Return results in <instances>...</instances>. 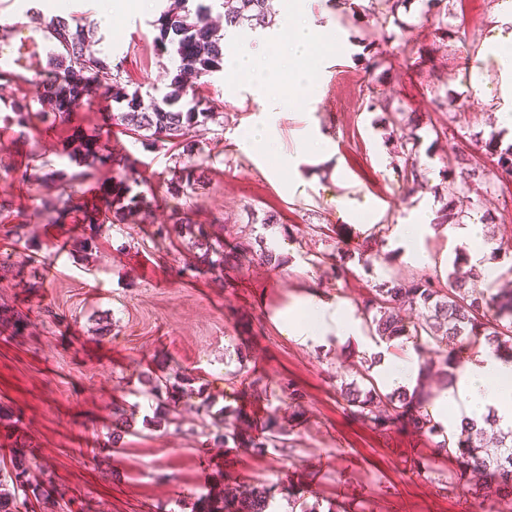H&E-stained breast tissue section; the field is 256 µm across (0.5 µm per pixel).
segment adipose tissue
Here are the masks:
<instances>
[{"instance_id":"adipose-tissue-1","label":"adipose tissue","mask_w":512,"mask_h":512,"mask_svg":"<svg viewBox=\"0 0 512 512\" xmlns=\"http://www.w3.org/2000/svg\"><path fill=\"white\" fill-rule=\"evenodd\" d=\"M282 31L288 32L283 59L269 55L266 49L243 47L230 55L225 69L232 75L248 76L254 86L260 110L251 122L244 125L236 139L239 150L257 155L273 154L279 166L287 170L289 192L300 189L307 167L332 160L335 155L333 141L323 132L314 113L302 112L298 118L299 142L294 149L281 147L282 122L286 117L283 101L276 95L281 76H288L290 83L312 90L311 71L303 64L324 45L336 44L339 32L331 22H321L307 7V0H291L287 13L280 20ZM491 63L500 75L496 90L499 101L498 120L512 129V9L495 22L491 34L485 39L483 51L470 64L473 75L471 90L481 98L487 87L479 77L484 64ZM433 227L425 216L392 225L389 243L401 254L420 263L425 259L422 242ZM276 322L303 344L328 346L353 342L374 357L372 367L377 381L384 384L414 387L421 376V361L412 346L396 351L388 344L375 341L364 334L360 318L353 308L336 296L325 293L317 284L304 287L290 306L275 314ZM460 365L451 388L441 390L426 403V411L440 424L460 428L464 422H481L484 415L493 413L502 424L512 425V362L503 361L484 347L459 353ZM463 404V412L449 417L448 408Z\"/></svg>"}]
</instances>
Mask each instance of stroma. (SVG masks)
Masks as SVG:
<instances>
[{
    "instance_id": "35a3bbf8",
    "label": "stroma",
    "mask_w": 512,
    "mask_h": 512,
    "mask_svg": "<svg viewBox=\"0 0 512 512\" xmlns=\"http://www.w3.org/2000/svg\"><path fill=\"white\" fill-rule=\"evenodd\" d=\"M33 2L0 0V67L25 74L32 98L42 92L56 52L32 20ZM59 2L61 17L91 33L97 56L121 65L129 89L144 97L167 92L176 61L154 48L159 11L132 10L108 19L90 9L89 0ZM367 2L313 0L310 6L342 33L335 50L307 60L318 79L304 104L333 140L339 178L317 166L303 192L289 194L287 174H271L274 159L260 163L233 146L232 134L257 110L248 80L232 81L221 72L200 80L198 94L214 103L217 115L188 135L211 156L209 181L193 200L192 217L208 225L216 216H230L224 239L252 251L263 242L274 244L282 260L278 267L254 263L222 281L206 273L187 243H157L154 225L166 223L179 205L165 187L177 149L135 142L109 122L108 114L121 109L111 94L75 109L76 122L89 133L131 153L157 204L152 223L116 224L92 241L76 219L31 225L27 259L0 279V299L36 317L18 332L0 326V448L24 449L51 466L73 497L72 512H172L179 501L194 505L195 512H213L214 492L272 483L275 500L287 502L295 489L323 510L337 503L349 512H491L470 495L449 498L439 491L454 464L435 455L432 442L396 428L371 430L345 411L336 368L358 352L357 344L305 346L272 320L308 282L352 304L375 284L416 271L396 251L389 265H359L362 226L341 215L338 196L370 197L384 243L390 226L412 211L436 215L439 171L456 156H471L489 169L496 164L477 143L498 130V103L491 94L473 98L469 66L504 0H451V22L466 39L449 41L435 53L428 50L433 18L421 0H411L400 14L407 25L403 36L379 45L385 59L380 70L370 68L363 43L373 20L351 10ZM369 83L419 120L418 159L428 175L412 192L404 191L391 164L382 112L366 106L363 89ZM449 91L455 102L438 108ZM453 116L459 119L457 134L436 137ZM288 225L296 230L294 238L284 234ZM316 226L347 249L346 281L334 279L328 266L312 267L313 252L322 248L312 235ZM45 259L57 263L56 278L44 277ZM79 266L90 268V275H76ZM91 278L101 284L94 298L86 288ZM47 306L51 314L39 316ZM177 371L195 377L218 406L242 414L246 425H259L273 413L296 415L292 447L262 455L213 447L187 406L177 424L165 423L163 407L157 421L144 422L136 408L140 373ZM256 376L268 381L267 394L250 387ZM288 382L304 394L296 413L281 391ZM120 409L133 412L136 431L116 443L112 420ZM420 457L430 459V469L414 468Z\"/></svg>"
}]
</instances>
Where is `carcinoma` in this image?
Returning a JSON list of instances; mask_svg holds the SVG:
<instances>
[{"instance_id":"obj_1","label":"carcinoma","mask_w":512,"mask_h":512,"mask_svg":"<svg viewBox=\"0 0 512 512\" xmlns=\"http://www.w3.org/2000/svg\"><path fill=\"white\" fill-rule=\"evenodd\" d=\"M190 0H172L173 8L163 12L159 20L160 35L156 47L178 58L176 73L170 82V91L161 97L143 99L138 92L128 93L121 83L120 67L104 63L89 49L81 27L67 19L55 16L43 23L47 37L56 42L57 53L52 62L57 72L45 83L40 98L31 100L23 93L22 86L28 78L18 72L0 68V89L9 92L0 110L3 128H17L20 135L32 139L29 159L22 167H14L0 160V174L12 182L35 193L38 205L34 216L57 224L70 216L82 217L89 229L103 226L152 223L155 196L152 189H141L146 184L134 168L130 154L115 152L102 144L96 135H90L72 122V112L83 100L110 92L112 99L125 104V110L113 114L116 124L150 144L169 143L182 148L188 161L173 167L171 178L166 181V192L172 198L184 200V206L175 208L170 223L161 225L156 235L161 239L172 236L186 238L203 250L202 262L211 272L223 276L224 269H239L255 262L280 265V259L271 248L243 253L227 248L219 229L197 224L191 218V201L194 194L205 186L207 158L196 144L184 139L185 131L194 125H203L211 119L213 110L196 95L195 79L220 71L224 64L223 35L214 25L209 13L191 11ZM236 5L225 13L226 22L236 27L244 24L252 29H265L274 23L269 0H235ZM409 0H372L370 11L375 20L369 33L368 46L387 39L386 27L393 24L406 29L399 18V9ZM427 12L433 15L434 41L444 42L456 33L448 22L451 13L448 0H423ZM368 109L385 113L387 140L393 143L394 168L406 184L415 185L425 178L417 160L418 136L405 132L413 118L405 115L393 101L377 95L372 82H367ZM54 128L59 132V149L55 155L60 160L75 163L76 168L62 164L59 169L48 168L46 152L42 151L37 130ZM480 149L497 156V165L512 174V144L499 148V141L490 136L481 142ZM110 168L119 174L112 184L104 206L87 210L79 187L97 179L99 173ZM442 202L440 216L435 224L452 225L471 215L477 198L494 193L497 184L480 172L465 156L456 158V164L439 171ZM28 219L17 211L12 198L0 195V236L9 241L11 251L0 252V273L16 265L14 258L23 256L21 243L28 241ZM358 261L370 270L375 265L391 263L388 254L369 249H358ZM478 276L470 266L465 253L456 254L452 270L441 276L437 266H424L403 279L391 278L371 289L358 304L364 327L371 337L387 342L405 338L412 342L426 369L423 396L433 379L442 387L452 386L458 363L456 349L467 344L484 342L497 357L512 361V289L488 287L477 292L469 282ZM411 312L405 320L399 310ZM31 321L28 314L0 303V324L19 330ZM356 378L347 381L336 373V392L354 418L379 432H386L399 425L415 435L434 441L435 452L456 463L454 478L441 485L444 495L455 498L462 489L478 498L502 501L503 493L512 491V428H498L497 418L489 414L484 425L461 433L448 432L431 416L416 406L415 395L404 388L383 392L369 374L370 364L365 357L351 363ZM146 393L158 402L169 400L170 391L186 386L191 378L182 374L142 378ZM197 414L205 426L214 427L217 433L213 444L226 448H251L265 453L270 448H286L292 428L282 424L278 417H268L260 432L252 435L238 431L236 421L240 415H229L225 409L214 410V401L206 396L199 398ZM56 494L53 512H65L71 500L66 492L55 488L52 470L36 457H17L13 454L0 457V512H19V508L34 501L44 505L45 500ZM274 487L239 493L224 490V512H265Z\"/></svg>"}]
</instances>
